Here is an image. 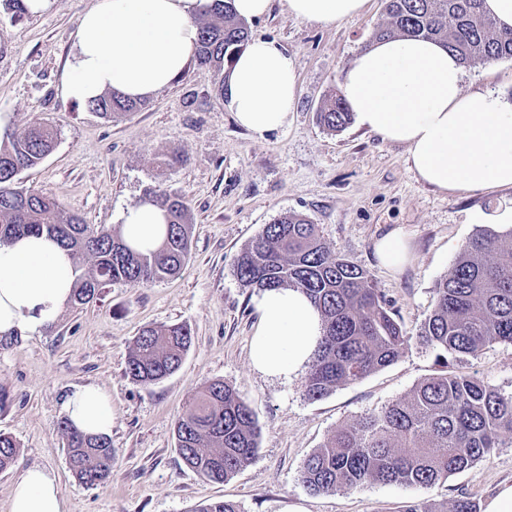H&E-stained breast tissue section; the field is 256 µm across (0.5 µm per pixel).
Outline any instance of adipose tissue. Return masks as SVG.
Here are the masks:
<instances>
[{
    "instance_id": "ef3b65f1",
    "label": "adipose tissue",
    "mask_w": 512,
    "mask_h": 512,
    "mask_svg": "<svg viewBox=\"0 0 512 512\" xmlns=\"http://www.w3.org/2000/svg\"><path fill=\"white\" fill-rule=\"evenodd\" d=\"M206 0H96L82 17L63 74L66 100L81 104L104 93L131 100L167 88L194 58L196 22ZM368 0H286L291 15L328 24L361 14ZM464 70L440 42L418 37L375 41L343 69L339 90L359 127L405 146L419 179L444 192L512 188V105L490 92L465 93ZM298 97L293 58L273 38L254 37L224 73V98L255 138L287 126ZM122 236L139 249L157 248L166 217L140 202L121 214ZM76 281L69 251L47 235L0 246V337L42 333L70 305ZM252 344L254 367L290 378L311 363L321 317L295 288L263 290ZM62 413L80 431L112 432L109 395L74 387ZM9 512H68L55 477L25 469L13 484Z\"/></svg>"
}]
</instances>
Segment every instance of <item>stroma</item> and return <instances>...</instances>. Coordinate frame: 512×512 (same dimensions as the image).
I'll return each mask as SVG.
<instances>
[{"instance_id": "35a3bbf8", "label": "stroma", "mask_w": 512, "mask_h": 512, "mask_svg": "<svg viewBox=\"0 0 512 512\" xmlns=\"http://www.w3.org/2000/svg\"><path fill=\"white\" fill-rule=\"evenodd\" d=\"M93 5L55 0L46 13L16 20L0 0V133L20 134L35 123L55 133L52 152L22 171L16 185L106 228L120 226L122 211L149 191L179 192L193 223L190 255L175 278L107 284L42 334L0 338V433L18 444L16 463L0 472V512H8L16 478L34 465L55 476L68 512H193L223 499L242 512H405L413 503L444 510L463 492L484 507L500 482L512 481L510 435L486 458L430 486L364 484L315 494L301 481L307 457L336 429L407 398L442 368L512 392L511 344L445 362L417 337L437 282L483 230L472 214H498L512 190L438 191L417 177L404 146L354 123L331 132L317 121L322 103L339 92L343 68L371 45L384 0L327 25L298 20L285 0H272L268 14L248 21L250 36L277 39L297 70L299 94L287 126L262 139L236 123L218 79L193 65L144 107L109 121L65 100L62 75ZM464 89L489 90L512 103V60L466 67ZM165 154L184 162L162 166ZM287 212L308 217L332 253L370 273L410 338L389 366L319 400L307 397L305 374L278 379L253 367L257 292L242 287L235 273L239 252ZM396 227L408 234L410 256L391 272L381 267L375 242ZM164 324L191 332L183 364L158 384H137L125 373L133 342L144 327ZM211 380L232 385L260 428L255 456L224 483L188 469L176 451L175 421ZM84 384L112 399L115 461L96 487L72 475L58 430L64 396Z\"/></svg>"}]
</instances>
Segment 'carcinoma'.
Listing matches in <instances>:
<instances>
[{
    "mask_svg": "<svg viewBox=\"0 0 512 512\" xmlns=\"http://www.w3.org/2000/svg\"><path fill=\"white\" fill-rule=\"evenodd\" d=\"M200 25L195 65L224 74L248 39L245 22L231 0H212ZM385 20L373 39L415 36L436 39L463 64L512 58V30L497 28L482 0H385ZM138 101L105 94L89 102L110 119L131 112ZM344 100L330 97L317 112L330 131L352 121ZM54 147V132L34 124L20 135L0 136V245L45 233L75 254L91 257L90 269L77 273L72 305L90 303L112 282L133 287L177 275L190 253L191 218L184 197L152 191L147 201L166 212V237L144 253L127 245L120 228L92 229L54 200L15 186L25 169L39 165ZM242 286L299 288L320 310L324 333L310 365L305 392L321 399L340 386L354 384L393 363L408 346L393 306L363 268L332 254L317 226L287 213L264 225L235 264ZM435 305L418 336L438 358L476 355L494 343L512 344V228L485 230L459 253L438 283ZM191 345L190 330L179 324L144 328L134 341L128 374L155 385L176 373ZM69 469L87 485L112 474L114 450L107 436H90L63 417ZM512 435V392L505 393L463 374L446 370L418 384L411 394L377 412L338 428L306 459L301 480L310 491L352 489L367 483L428 486L471 467ZM182 462L214 482L234 477L258 448L254 413L236 389L221 381L204 384L191 409L175 427ZM18 457L14 440L0 434V471ZM195 512H241L229 501L204 502Z\"/></svg>",
    "mask_w": 512,
    "mask_h": 512,
    "instance_id": "cac0c4a2",
    "label": "carcinoma"
}]
</instances>
